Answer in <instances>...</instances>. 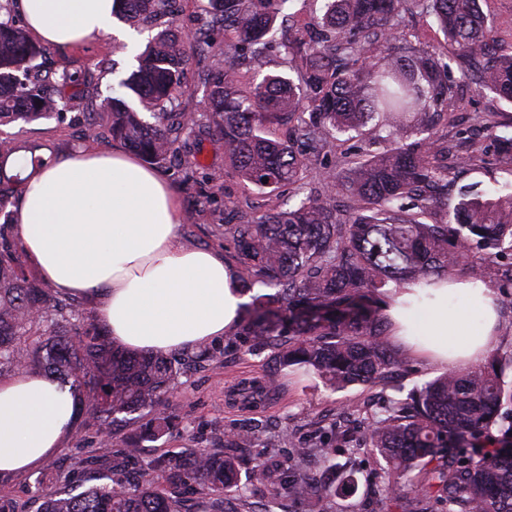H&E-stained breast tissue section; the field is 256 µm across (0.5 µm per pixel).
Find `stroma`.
<instances>
[{"label": "stroma", "mask_w": 512, "mask_h": 512, "mask_svg": "<svg viewBox=\"0 0 512 512\" xmlns=\"http://www.w3.org/2000/svg\"><path fill=\"white\" fill-rule=\"evenodd\" d=\"M211 20L209 0H179L173 20H160L152 26L127 28L132 48L126 52L115 49L112 35L105 34L90 42L63 53L52 49V57H65L72 70L86 75L101 88L111 89L113 96H122L118 80L128 74L134 65L136 51L144 50L149 38L167 25L192 39L195 33ZM449 82L452 96L448 108L454 114V124L438 120L435 132L446 140L452 154L466 155L477 151L478 160L471 166H457L448 173L449 194H456L459 187L477 185L478 189H493L505 181L508 174L500 161L497 145L488 137L482 119L492 115L499 131L512 134V104L494 95H480L462 80L459 71H452ZM5 134L20 147L31 143L41 146L40 157L55 160L88 148L109 150L112 140L95 141L82 134V114L73 109L66 121L47 120L39 123H14L5 127ZM183 147L177 159L159 168V176L179 198L184 219L178 227L182 242L189 247H211L223 252L232 265L240 259L231 239L224 236L228 215L251 220L269 212L275 205L287 204L294 193L314 194L322 190L319 177L302 180L300 187L284 186L268 193L245 184L224 158V151L212 138L207 125L196 126L193 133L183 137ZM214 348L221 351L218 365L196 363L180 375L173 389L165 397L167 411L176 416L178 428L172 434L155 442L144 443L139 454L131 460L134 469L165 452H181L189 448L210 447L225 429L243 427L245 424L265 421L270 435L288 432L290 442H279L265 448L268 459H283L290 443H302L323 437L330 432V423L337 414L356 407H377L393 396L398 386L412 387L414 382L441 372V365L409 357L411 373L401 374L372 386H355L344 391L326 389L313 375L301 370L280 368L274 348L257 344L251 337L231 332L214 341ZM264 385V392L249 397V389ZM130 426L120 422L114 425L112 437H104L97 420L79 414L72 433L66 437L52 461L57 474L69 477L72 485L82 488L95 482L96 474L77 468L76 457L93 453L111 455L129 433ZM342 460L350 461L357 472L359 486L356 494L337 500L336 512H375L376 500L371 485L383 474V464L369 449L344 448Z\"/></svg>", "instance_id": "1"}]
</instances>
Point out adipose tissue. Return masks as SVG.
<instances>
[{
    "instance_id": "obj_1",
    "label": "adipose tissue",
    "mask_w": 512,
    "mask_h": 512,
    "mask_svg": "<svg viewBox=\"0 0 512 512\" xmlns=\"http://www.w3.org/2000/svg\"><path fill=\"white\" fill-rule=\"evenodd\" d=\"M114 0H13L35 40L61 50L112 33ZM14 231L54 288L96 296L112 340L173 353L232 332L248 300L235 267L213 248L185 246L169 186L134 155L82 150L27 176ZM470 300L463 317L451 300ZM383 312L403 346L454 366L482 361L498 342V296L479 280L408 282ZM77 392L28 371L0 378V473L23 474L55 453L76 417Z\"/></svg>"
}]
</instances>
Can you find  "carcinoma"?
I'll list each match as a JSON object with an SVG mask.
<instances>
[{
    "label": "carcinoma",
    "mask_w": 512,
    "mask_h": 512,
    "mask_svg": "<svg viewBox=\"0 0 512 512\" xmlns=\"http://www.w3.org/2000/svg\"><path fill=\"white\" fill-rule=\"evenodd\" d=\"M115 14L135 23L171 12L173 0H116ZM210 50L188 46L175 29L155 35L120 79L126 98L96 93V112L85 131L117 140L150 163L180 152L187 112H169L184 84L189 51L208 71L206 120L241 180L275 192L300 183L321 156L336 154L322 173L324 192L277 207L253 222L224 225L246 260L249 279L275 288L253 297L242 334L278 349L284 368L302 369L331 390L373 384L399 369L405 355L387 340L379 304L388 287L448 277L458 269L483 276L498 256L512 253V182L488 195L460 190L448 195V145L434 138L433 117L448 112L451 65L479 94L512 103V49L488 57L493 29L478 0H323L322 14L304 23L288 44V71L244 81L240 64L259 62L273 48L277 20L291 0H210ZM0 126L14 120L62 119L84 80L61 61L51 78L33 81L43 54L26 25L0 0ZM434 20L453 47H415L405 14ZM488 57L485 64L480 59ZM288 127V138L275 135ZM422 135L408 144L412 135ZM356 139L358 145L349 141ZM381 148L373 151L371 146ZM14 141L0 137V207L21 190L9 172ZM85 316L49 284L28 277L0 224V371L34 367L85 388L89 409L106 431L118 416L135 428L110 457L88 455L78 466L105 471V482L80 492L69 480L36 481L37 512H248L247 494L228 500L240 473L241 454L255 446L260 428L229 429L211 448L159 456L132 472L128 462L145 441L177 428L162 409L181 373L162 355L114 346L105 329L83 331ZM221 352L200 344L187 361L217 362ZM512 351H492L483 365L444 372L386 398L355 429L331 427L332 438L307 446L294 442L278 463H256L249 483L270 495H288L317 507L352 494L355 470L336 459L335 446L357 437L387 463L377 490L382 512H423L430 501L447 512H512V449L440 456L438 449L473 448L491 430L512 436ZM196 483L206 497L191 507L178 488Z\"/></svg>",
    "instance_id": "obj_1"
}]
</instances>
